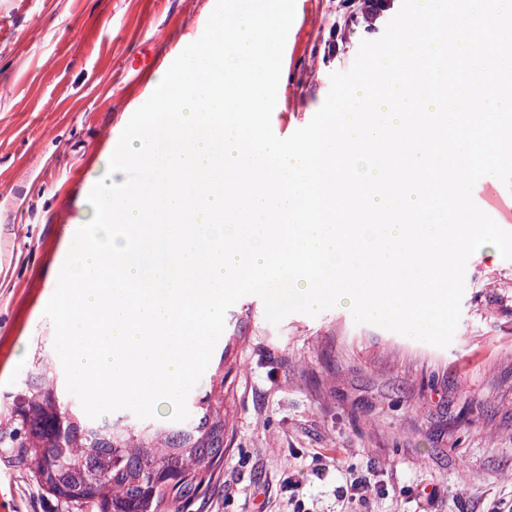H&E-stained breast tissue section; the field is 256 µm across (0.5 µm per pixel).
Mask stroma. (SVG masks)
Returning a JSON list of instances; mask_svg holds the SVG:
<instances>
[{"mask_svg": "<svg viewBox=\"0 0 512 512\" xmlns=\"http://www.w3.org/2000/svg\"><path fill=\"white\" fill-rule=\"evenodd\" d=\"M347 0H296L271 125L289 137L324 103L367 34L334 31ZM215 0H35L0 43V397L37 359L53 368L44 309L88 220L104 153L151 96L152 73L198 39ZM476 205L512 231L496 176ZM237 336L221 377L232 436L216 491L194 512H512V260L485 246L465 269L444 348L367 323L348 307L265 318L259 296L226 313ZM0 512H67L0 448Z\"/></svg>", "mask_w": 512, "mask_h": 512, "instance_id": "obj_1", "label": "stroma"}]
</instances>
